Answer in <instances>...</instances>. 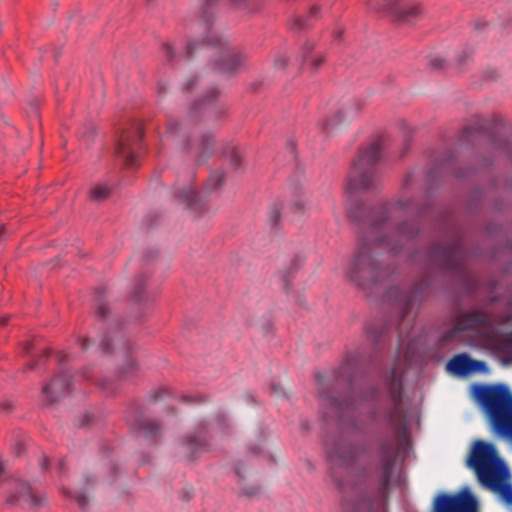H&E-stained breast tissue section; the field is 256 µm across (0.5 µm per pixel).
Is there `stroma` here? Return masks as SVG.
Listing matches in <instances>:
<instances>
[{"instance_id": "35a3bbf8", "label": "stroma", "mask_w": 512, "mask_h": 512, "mask_svg": "<svg viewBox=\"0 0 512 512\" xmlns=\"http://www.w3.org/2000/svg\"><path fill=\"white\" fill-rule=\"evenodd\" d=\"M215 0H0V512H317L314 357L354 319L336 299L329 210L338 145L380 108L408 150L438 113L494 86L512 98V0H255L232 34ZM237 72L223 112L239 173L204 223L183 224L161 287L133 261L140 204L124 177L157 146L211 52ZM149 302L133 360L113 362V295ZM406 370L422 512H512V437L481 390L512 371L417 326ZM272 440L268 477L239 481L221 451L188 456L225 397ZM161 459L116 490L128 448ZM495 451L504 475L480 462ZM463 459L453 468L449 458Z\"/></svg>"}]
</instances>
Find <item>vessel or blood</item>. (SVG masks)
<instances>
[{"mask_svg": "<svg viewBox=\"0 0 512 512\" xmlns=\"http://www.w3.org/2000/svg\"><path fill=\"white\" fill-rule=\"evenodd\" d=\"M224 80L223 69L212 64L193 101L181 111L163 113L159 152L139 174L127 180L132 192L145 202L140 222L158 248L166 247L172 223L213 211L231 191L237 177L227 166L210 167L204 162L205 155L224 149V99L216 92ZM113 305L122 316L113 333L119 338V350L126 355L130 352L131 324L147 318L149 311L144 308L132 312L118 295L114 296ZM224 432L226 443L232 445L245 434L243 418L231 405L225 410ZM266 454L265 444L255 442L247 455L228 453L224 461L237 472L247 466L258 470Z\"/></svg>", "mask_w": 512, "mask_h": 512, "instance_id": "vessel-or-blood-1", "label": "vessel or blood"}]
</instances>
